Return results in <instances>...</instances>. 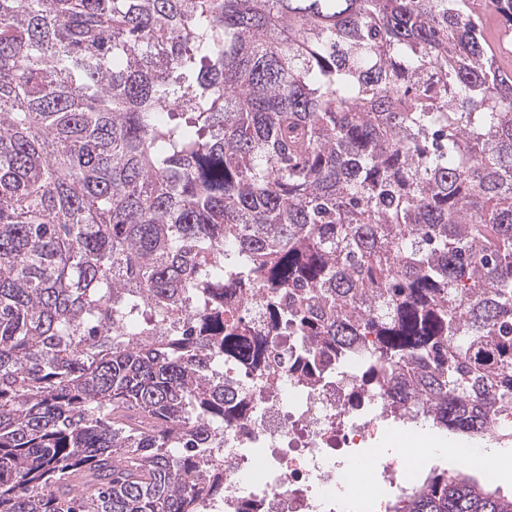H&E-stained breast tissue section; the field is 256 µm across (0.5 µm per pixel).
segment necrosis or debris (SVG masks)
<instances>
[{
	"label": "necrosis or debris",
	"mask_w": 512,
	"mask_h": 512,
	"mask_svg": "<svg viewBox=\"0 0 512 512\" xmlns=\"http://www.w3.org/2000/svg\"><path fill=\"white\" fill-rule=\"evenodd\" d=\"M273 397L261 398L259 411L243 427L224 436V512H342L336 491L369 466L370 455H357L385 420L375 410L380 399L361 395L351 406L355 376L332 373L299 389L282 367ZM261 444L262 459L241 453L240 444ZM254 493L241 497L243 478Z\"/></svg>",
	"instance_id": "1"
}]
</instances>
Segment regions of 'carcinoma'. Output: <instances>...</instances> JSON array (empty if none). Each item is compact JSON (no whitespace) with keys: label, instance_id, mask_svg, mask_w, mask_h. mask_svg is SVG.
I'll return each instance as SVG.
<instances>
[{"label":"carcinoma","instance_id":"cac0c4a2","mask_svg":"<svg viewBox=\"0 0 512 512\" xmlns=\"http://www.w3.org/2000/svg\"><path fill=\"white\" fill-rule=\"evenodd\" d=\"M284 335L396 416L512 411V69L471 0H0V512H207ZM392 512L512 495L435 467Z\"/></svg>","mask_w":512,"mask_h":512}]
</instances>
